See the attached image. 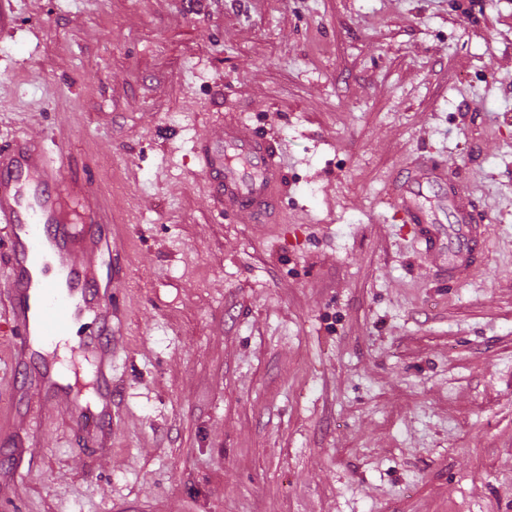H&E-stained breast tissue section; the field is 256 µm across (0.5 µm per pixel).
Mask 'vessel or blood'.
<instances>
[{
    "label": "vessel or blood",
    "instance_id": "1",
    "mask_svg": "<svg viewBox=\"0 0 512 512\" xmlns=\"http://www.w3.org/2000/svg\"><path fill=\"white\" fill-rule=\"evenodd\" d=\"M202 170L213 184L214 198L231 213L255 222L277 219L278 192L284 181L278 146L268 137L227 124L221 146H201ZM446 176L426 162L408 168L395 194V206L407 223L420 225L419 240L434 250L439 237L435 216L423 202L424 186ZM457 221L448 227L447 253L439 271L449 282L468 279L484 244L469 197L449 189ZM0 227L4 228L10 274L1 292L7 297L13 329V364L34 382L48 411L80 429L99 453L112 448V284L102 280L111 268L108 222L94 190L68 186L62 170L43 143L14 135L0 150ZM84 325L71 339L73 367L92 369V395L65 382L54 360L43 352L72 325Z\"/></svg>",
    "mask_w": 512,
    "mask_h": 512
}]
</instances>
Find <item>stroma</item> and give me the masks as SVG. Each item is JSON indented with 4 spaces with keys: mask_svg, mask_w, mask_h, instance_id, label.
I'll return each mask as SVG.
<instances>
[{
    "mask_svg": "<svg viewBox=\"0 0 512 512\" xmlns=\"http://www.w3.org/2000/svg\"><path fill=\"white\" fill-rule=\"evenodd\" d=\"M468 6L0 0V145L63 148L124 266L102 456L12 426L0 305L10 512H512V0ZM229 122L280 146L278 223L214 203ZM423 161L486 227L460 284L392 204Z\"/></svg>",
    "mask_w": 512,
    "mask_h": 512,
    "instance_id": "1",
    "label": "stroma"
}]
</instances>
